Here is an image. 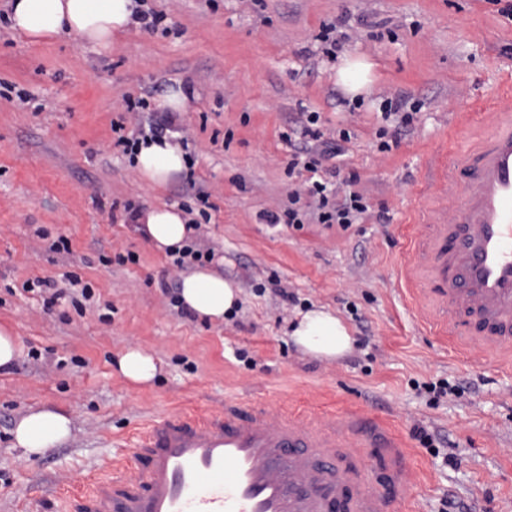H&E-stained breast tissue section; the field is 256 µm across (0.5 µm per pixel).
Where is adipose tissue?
<instances>
[{"label": "adipose tissue", "instance_id": "adipose-tissue-1", "mask_svg": "<svg viewBox=\"0 0 512 512\" xmlns=\"http://www.w3.org/2000/svg\"><path fill=\"white\" fill-rule=\"evenodd\" d=\"M10 6L13 29L31 41L71 36L99 48L108 47L135 25L138 8L136 0H10ZM134 164L155 188L166 187L187 169L182 146L169 137L140 144ZM136 222L151 246L164 253L181 249L194 232L189 215L175 205L143 208ZM240 293L238 283L206 266L181 276L179 282L182 303L205 320L223 319L237 305ZM289 336L302 353L327 361L345 357L355 342L351 328L323 306L298 313ZM160 368L159 359L140 346L127 347L117 359L118 372L138 386L151 384ZM71 434V418L45 408L31 410L13 430L16 446L29 455L43 454Z\"/></svg>", "mask_w": 512, "mask_h": 512}]
</instances>
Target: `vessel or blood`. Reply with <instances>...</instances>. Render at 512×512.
<instances>
[{"instance_id": "vessel-or-blood-1", "label": "vessel or blood", "mask_w": 512, "mask_h": 512, "mask_svg": "<svg viewBox=\"0 0 512 512\" xmlns=\"http://www.w3.org/2000/svg\"><path fill=\"white\" fill-rule=\"evenodd\" d=\"M470 146L432 166L426 221L399 274L423 294L421 319L512 354V82L491 112H463ZM417 471L376 416L271 415L225 403L152 421L125 459L73 500L72 512H404Z\"/></svg>"}]
</instances>
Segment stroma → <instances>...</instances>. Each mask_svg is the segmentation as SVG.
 Instances as JSON below:
<instances>
[{
	"instance_id": "obj_1",
	"label": "stroma",
	"mask_w": 512,
	"mask_h": 512,
	"mask_svg": "<svg viewBox=\"0 0 512 512\" xmlns=\"http://www.w3.org/2000/svg\"><path fill=\"white\" fill-rule=\"evenodd\" d=\"M162 29L132 27L107 48L63 36L18 37L0 0V324L22 354L0 373V512H70L69 501L135 431L175 412L225 401L323 410H370L413 453L423 479L415 512H512V365L471 352L417 320L398 285L409 231L425 200L431 157L459 146L454 112H485L512 72V21L492 0H144ZM336 27L337 60L321 35ZM372 66L369 93L336 82L337 61ZM195 91L183 127L193 165L148 187L115 144L134 132L130 100L168 87ZM407 93L420 112L397 145L376 136L384 99ZM348 130L347 171L373 212L362 223L270 225L304 176H288L281 138L299 112ZM209 195L198 232L224 259L241 302L225 321L181 313L170 297L180 268L126 220V206L194 205ZM66 237L70 250L50 245ZM137 254L117 264L116 254ZM78 273L92 285L83 312L46 307L36 279ZM277 288H270V277ZM264 292H257V285ZM325 306L355 336L327 362L300 353L288 331L297 310ZM153 351L162 369L137 387L112 370L126 347ZM37 351L39 361L29 358ZM446 381L455 394L435 397ZM33 407L63 411L72 435L26 457L11 432Z\"/></svg>"
}]
</instances>
